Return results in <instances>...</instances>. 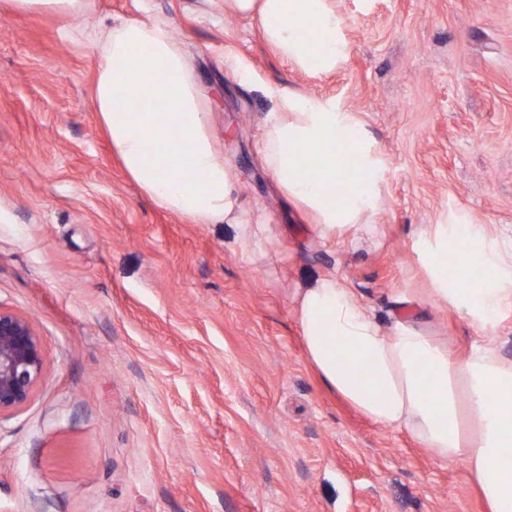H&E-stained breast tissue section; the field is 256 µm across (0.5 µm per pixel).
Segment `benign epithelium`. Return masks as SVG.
<instances>
[{"mask_svg": "<svg viewBox=\"0 0 512 512\" xmlns=\"http://www.w3.org/2000/svg\"><path fill=\"white\" fill-rule=\"evenodd\" d=\"M43 369L40 339L29 322L0 309V416L28 402Z\"/></svg>", "mask_w": 512, "mask_h": 512, "instance_id": "1", "label": "benign epithelium"}]
</instances>
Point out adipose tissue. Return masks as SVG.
I'll return each instance as SVG.
<instances>
[{
  "instance_id": "obj_1",
  "label": "adipose tissue",
  "mask_w": 512,
  "mask_h": 512,
  "mask_svg": "<svg viewBox=\"0 0 512 512\" xmlns=\"http://www.w3.org/2000/svg\"><path fill=\"white\" fill-rule=\"evenodd\" d=\"M225 12L257 20L266 42L300 71L335 69L344 45L334 0H224ZM94 104L114 151L141 191L192 224H234L258 244L238 203L231 165L215 146L190 59L160 22L128 19L96 43ZM263 161L281 190L311 211L324 238L370 224L380 199L373 148L356 118L285 89ZM161 101L164 115L133 112ZM354 165L351 194L339 174ZM433 298L485 330L482 345L452 354L406 323L368 315L336 275L297 295L306 354L322 382L376 424L406 431L439 459L463 463L488 512H512V359L488 330L512 307V248L474 229L441 228L424 249ZM481 278H472L473 263Z\"/></svg>"
}]
</instances>
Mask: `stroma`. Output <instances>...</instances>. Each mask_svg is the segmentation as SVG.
Returning <instances> with one entry per match:
<instances>
[{
  "label": "stroma",
  "mask_w": 512,
  "mask_h": 512,
  "mask_svg": "<svg viewBox=\"0 0 512 512\" xmlns=\"http://www.w3.org/2000/svg\"><path fill=\"white\" fill-rule=\"evenodd\" d=\"M347 58L301 72L214 0L0 13V309L44 371L0 416V512H486L463 465L374 424L310 365L297 289L336 275L365 311L457 354L482 330L437 303V225L512 240V0H336ZM168 24L239 201L270 229L191 224L150 200L93 103L90 37ZM234 56L239 72L225 56ZM335 102L380 151L373 225L324 240L260 148L269 88Z\"/></svg>",
  "instance_id": "obj_1"
}]
</instances>
